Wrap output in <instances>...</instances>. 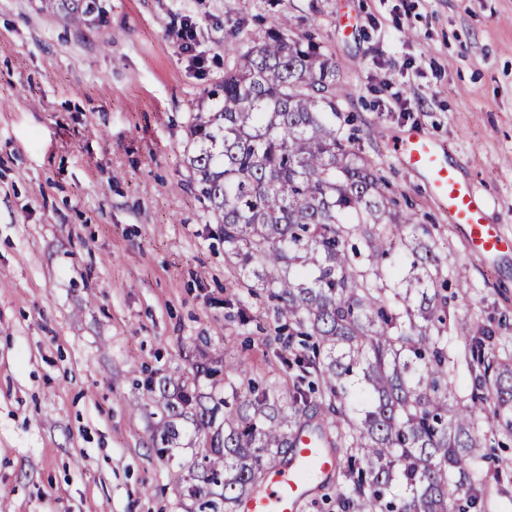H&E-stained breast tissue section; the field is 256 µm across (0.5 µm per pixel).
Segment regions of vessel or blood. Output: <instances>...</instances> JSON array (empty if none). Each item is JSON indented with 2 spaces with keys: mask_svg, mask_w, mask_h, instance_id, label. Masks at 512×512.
<instances>
[{
  "mask_svg": "<svg viewBox=\"0 0 512 512\" xmlns=\"http://www.w3.org/2000/svg\"><path fill=\"white\" fill-rule=\"evenodd\" d=\"M401 152L410 167L427 176L430 188L445 202L449 220L466 227L472 253L485 258L512 253V235L486 221L488 199L457 176L431 140L418 132L409 133ZM339 470L340 459L327 439L302 429L295 435L287 460L269 470L267 486L242 497L238 512H300L312 490V479L327 478Z\"/></svg>",
  "mask_w": 512,
  "mask_h": 512,
  "instance_id": "obj_1",
  "label": "vessel or blood"
}]
</instances>
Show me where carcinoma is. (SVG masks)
<instances>
[{
  "label": "carcinoma",
  "mask_w": 512,
  "mask_h": 512,
  "mask_svg": "<svg viewBox=\"0 0 512 512\" xmlns=\"http://www.w3.org/2000/svg\"><path fill=\"white\" fill-rule=\"evenodd\" d=\"M74 23L98 0H47ZM224 96L195 113L187 165L224 254L269 292L283 328L306 353L288 358L291 387L250 386L233 410L185 386L161 392L157 441L171 448L190 418L205 482L224 487L210 512H235L261 475L318 415L346 458L340 512H482L487 434L512 428V351L466 337L469 402L455 398L448 356L447 280L435 244L362 154L336 95V65L287 17L224 48ZM405 274L381 260L396 248Z\"/></svg>",
  "instance_id": "obj_1"
}]
</instances>
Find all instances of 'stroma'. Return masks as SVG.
I'll return each mask as SVG.
<instances>
[{"label": "stroma", "mask_w": 512, "mask_h": 512, "mask_svg": "<svg viewBox=\"0 0 512 512\" xmlns=\"http://www.w3.org/2000/svg\"><path fill=\"white\" fill-rule=\"evenodd\" d=\"M77 26L0 0V512H199L191 424L156 448L157 384L282 389L266 292L228 265L185 162L225 32L285 15L332 56L365 156L440 254L449 320L512 349V255L471 254L399 143L423 132L512 233V0H100ZM196 27L201 62L179 50ZM485 512H512V431Z\"/></svg>", "instance_id": "obj_1"}]
</instances>
